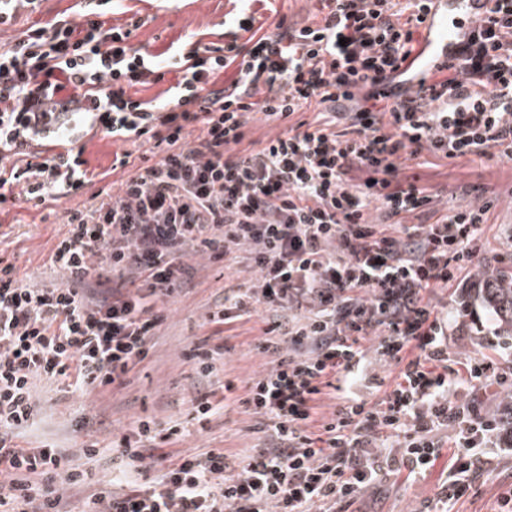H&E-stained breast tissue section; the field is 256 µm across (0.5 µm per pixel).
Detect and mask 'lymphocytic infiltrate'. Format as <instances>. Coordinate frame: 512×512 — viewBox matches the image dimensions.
<instances>
[{"mask_svg":"<svg viewBox=\"0 0 512 512\" xmlns=\"http://www.w3.org/2000/svg\"><path fill=\"white\" fill-rule=\"evenodd\" d=\"M240 2L224 44L181 50L175 83L149 100L130 94L163 79L156 56L130 42L142 19L115 27L91 9L0 47V205L57 204L92 184L88 135L161 150L118 194L103 187L67 211L50 257L66 282L29 284L0 265V512H72L74 491L94 512H342L396 464L430 472L445 434L456 448L439 488L447 504L492 471L488 444L512 445V402L482 414L449 400L454 326L425 298L472 272L491 205L405 224L433 197L396 176L399 159L425 152L512 160V0H488L476 29L434 60L426 90L408 74L433 0H317V20L301 27L264 17L272 0ZM314 105L313 121L290 124ZM256 114L288 126L247 148ZM192 251L228 266L248 254L252 279L217 291L208 322L220 336L268 313L272 360L238 400L261 420L263 447L181 455L141 484L134 463L180 434L141 420L122 460L84 446L112 475L99 489L57 448L21 447L39 383L72 395L129 383ZM370 336L400 368L374 405L353 389L372 366Z\"/></svg>","mask_w":512,"mask_h":512,"instance_id":"1","label":"lymphocytic infiltrate"}]
</instances>
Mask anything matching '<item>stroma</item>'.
Segmentation results:
<instances>
[{
  "label": "stroma",
  "mask_w": 512,
  "mask_h": 512,
  "mask_svg": "<svg viewBox=\"0 0 512 512\" xmlns=\"http://www.w3.org/2000/svg\"><path fill=\"white\" fill-rule=\"evenodd\" d=\"M87 3L39 0L35 10L20 12L12 25L0 28V41L10 42L30 25L50 24L63 14L78 19ZM232 8L231 0H112L105 18L113 26L142 18L144 24L134 32L131 42L159 55L172 46L223 43L225 15ZM399 173L419 176L421 183L440 189L433 207L442 212L472 203H491L478 261L491 270L512 266V161L495 154L446 159L425 153L401 161ZM87 198V193H80L64 207H37L23 201L0 206V258L14 264L25 282H64L63 273L51 266L49 258L68 230L65 207L80 206ZM185 264L199 286L168 304L166 318L156 330L151 357L139 367L132 385L112 397L95 392L71 395L39 387L41 438L75 454L85 444L110 445L131 434L137 419L150 418L163 428L179 424L183 432L177 443L156 449L159 457L214 448L230 453L263 444L265 433L259 419L243 408L229 407L223 417L208 423L197 422L192 411L197 395L205 393L213 402L223 401L228 383L234 384L236 394H243L249 378L265 368L268 358L259 347L263 327L260 314L235 322L225 333L226 351L210 378H201L187 358L193 344L210 331L206 320L214 308V289L248 279V269L242 263L228 269L223 263L197 255L187 257ZM430 298L460 325L459 332L448 339L450 362L490 356L504 365L512 363V333L492 336L496 323L478 298L473 277H464L445 290H433ZM95 415L105 419L104 427H80L82 418ZM446 466V460H439L427 476L416 478L407 469H397L366 489L357 501L344 505L343 512H437ZM503 481H512V455L508 453L496 457L494 477L461 497L452 512H493Z\"/></svg>",
  "instance_id": "obj_1"
}]
</instances>
